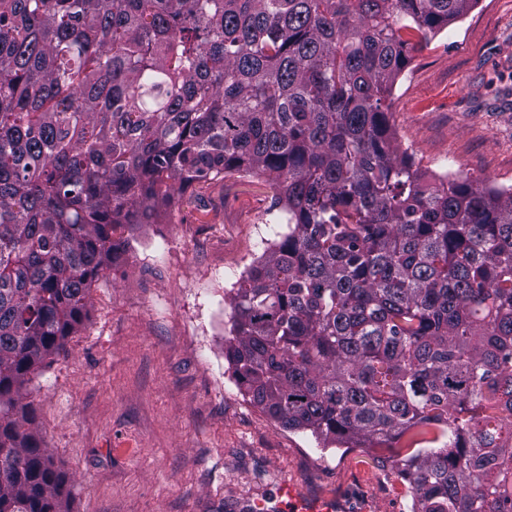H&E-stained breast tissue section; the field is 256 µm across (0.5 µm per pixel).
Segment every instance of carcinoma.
I'll use <instances>...</instances> for the list:
<instances>
[{"label": "carcinoma", "mask_w": 512, "mask_h": 512, "mask_svg": "<svg viewBox=\"0 0 512 512\" xmlns=\"http://www.w3.org/2000/svg\"><path fill=\"white\" fill-rule=\"evenodd\" d=\"M478 0H0V512H71L23 393L126 224L264 176L288 233L230 297L243 396L393 448L412 512H512V188L391 133L417 47Z\"/></svg>", "instance_id": "obj_1"}]
</instances>
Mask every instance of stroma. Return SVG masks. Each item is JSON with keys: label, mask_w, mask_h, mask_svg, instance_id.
Returning a JSON list of instances; mask_svg holds the SVG:
<instances>
[{"label": "stroma", "mask_w": 512, "mask_h": 512, "mask_svg": "<svg viewBox=\"0 0 512 512\" xmlns=\"http://www.w3.org/2000/svg\"><path fill=\"white\" fill-rule=\"evenodd\" d=\"M389 103L422 170L512 186V0H478L412 52ZM287 231L274 190L244 172L124 227L67 356L27 386L71 512H252L284 482L343 512H411L391 451L318 444L236 385L228 298Z\"/></svg>", "instance_id": "obj_1"}]
</instances>
